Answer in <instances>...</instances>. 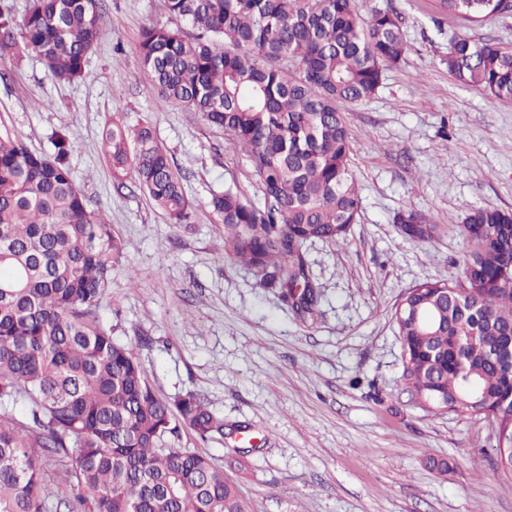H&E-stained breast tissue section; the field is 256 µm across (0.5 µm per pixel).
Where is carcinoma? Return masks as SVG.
Wrapping results in <instances>:
<instances>
[{"mask_svg":"<svg viewBox=\"0 0 512 512\" xmlns=\"http://www.w3.org/2000/svg\"><path fill=\"white\" fill-rule=\"evenodd\" d=\"M188 29L150 25L138 52L164 106L186 108L242 152L262 193L211 194L225 254L256 271L302 318L320 294L303 245L347 239L361 207L342 102L369 100L405 57L399 18L364 17L358 0H161ZM472 24L512 13V0H439ZM103 0H30L22 19L0 11V56H34L73 82L99 39ZM448 75L492 101H512V46L453 39ZM52 151L0 137V404L23 399L26 419L0 413V512H248L224 470L197 451L168 448L183 429L224 439V417L193 393L159 397L142 366L100 322V301L125 244L88 207L60 130ZM118 183L133 174L169 223L190 221L181 177L147 126L102 132ZM394 223L428 242L442 228L407 210ZM463 271L417 285L394 319L403 377L435 407L487 409L495 447H512V211L478 208L461 229ZM70 462L71 494L44 477Z\"/></svg>","mask_w":512,"mask_h":512,"instance_id":"cac0c4a2","label":"carcinoma"}]
</instances>
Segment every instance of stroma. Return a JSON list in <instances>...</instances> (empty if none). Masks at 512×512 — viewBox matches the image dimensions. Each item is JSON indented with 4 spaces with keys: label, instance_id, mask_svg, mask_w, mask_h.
I'll return each mask as SVG.
<instances>
[{
    "label": "stroma",
    "instance_id": "obj_1",
    "mask_svg": "<svg viewBox=\"0 0 512 512\" xmlns=\"http://www.w3.org/2000/svg\"><path fill=\"white\" fill-rule=\"evenodd\" d=\"M105 4L82 79L0 56V135L45 152L53 131H69L75 184L126 244L101 298L104 328L162 397L191 392L224 417L223 440L184 430L172 447L223 467L249 512H512L490 424L417 403L392 320L405 291L461 274L456 229L474 209L512 210V102L458 83L444 63L456 36L512 45V15L476 26L443 16L438 0H360L362 15H400L408 52L372 99L343 108L360 217L345 243H305L321 296L304 320L224 255L207 203L227 186L260 202L245 156L196 112L162 106L143 70L141 29L177 20L159 0ZM115 120L151 127L194 205L190 226L169 224L134 177L113 179L101 134ZM407 208L445 234L402 237L393 218Z\"/></svg>",
    "mask_w": 512,
    "mask_h": 512
}]
</instances>
